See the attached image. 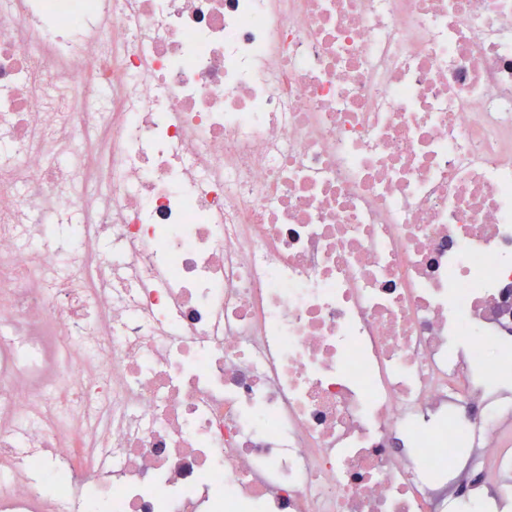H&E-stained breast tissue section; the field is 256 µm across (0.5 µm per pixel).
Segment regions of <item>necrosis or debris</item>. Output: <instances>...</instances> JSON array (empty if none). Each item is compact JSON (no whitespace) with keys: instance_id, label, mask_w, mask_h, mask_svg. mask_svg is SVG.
<instances>
[{"instance_id":"obj_1","label":"necrosis or debris","mask_w":512,"mask_h":512,"mask_svg":"<svg viewBox=\"0 0 512 512\" xmlns=\"http://www.w3.org/2000/svg\"><path fill=\"white\" fill-rule=\"evenodd\" d=\"M509 337L512 0H0V512H512Z\"/></svg>"}]
</instances>
